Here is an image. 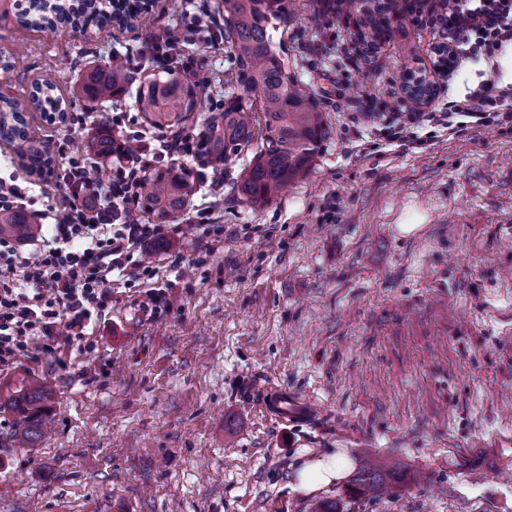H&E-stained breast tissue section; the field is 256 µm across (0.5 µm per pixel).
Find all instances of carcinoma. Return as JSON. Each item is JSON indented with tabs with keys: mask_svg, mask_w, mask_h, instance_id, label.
I'll return each instance as SVG.
<instances>
[{
	"mask_svg": "<svg viewBox=\"0 0 512 512\" xmlns=\"http://www.w3.org/2000/svg\"><path fill=\"white\" fill-rule=\"evenodd\" d=\"M399 0H341L340 12L362 13V25L375 40L393 37L397 28L393 21L400 14ZM224 19V42L228 43L238 62V84L242 96L223 105L206 124L202 155L217 164L250 148L256 139L261 148L254 153L241 176L237 189L241 198L260 208L274 200L291 182L310 168L315 150L326 135V123L315 96L285 69L276 48L273 31L288 23L292 14L291 0H220ZM143 9L142 0H29L19 12L23 25L43 26L58 32L62 28L81 29L112 22L134 26ZM131 72L116 66L111 59L102 68H93L84 78L81 91L92 98H110L129 83ZM207 79L192 74L189 83L171 73L157 74L137 92V111L155 127L177 128L183 125L195 108L194 89ZM409 101L419 108L432 95L431 87L407 73L404 77ZM259 95V109L243 104V97ZM31 101L43 112L60 110V99L54 86L36 87ZM24 111L16 99L0 98V140L20 141L15 113ZM95 161L104 166L112 161V135L101 130L87 143ZM193 191L191 172L168 169L144 178L140 208L160 224H171L184 211ZM38 232L32 218L22 210L0 211V237L24 242ZM47 395L41 385L17 397L12 408L19 415L12 437L27 444L43 430L40 403ZM386 488L378 470L368 468L360 473L355 488L361 497H372Z\"/></svg>",
	"mask_w": 512,
	"mask_h": 512,
	"instance_id": "carcinoma-1",
	"label": "carcinoma"
}]
</instances>
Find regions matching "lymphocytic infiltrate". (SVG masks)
Masks as SVG:
<instances>
[{
  "mask_svg": "<svg viewBox=\"0 0 512 512\" xmlns=\"http://www.w3.org/2000/svg\"><path fill=\"white\" fill-rule=\"evenodd\" d=\"M428 22L453 44V56L494 66L512 54V0H446L427 12ZM223 36L208 13L189 14L183 28L151 33L155 56H168L181 39ZM449 118L474 126L512 122V81L485 79L448 103ZM112 165L103 169L106 191L86 199L91 164L85 156L64 158L42 174L44 184L66 190L49 244L34 252L0 238V365L37 349L55 353L61 343L93 350L95 327L112 302L114 278L136 283L154 278L144 259L162 227L142 224L133 215L132 198L151 164L180 156L197 158V140L177 133L146 135L128 113L112 114Z\"/></svg>",
  "mask_w": 512,
  "mask_h": 512,
  "instance_id": "f902f5d3",
  "label": "lymphocytic infiltrate"
}]
</instances>
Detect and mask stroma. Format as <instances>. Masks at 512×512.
Wrapping results in <instances>:
<instances>
[{
    "mask_svg": "<svg viewBox=\"0 0 512 512\" xmlns=\"http://www.w3.org/2000/svg\"><path fill=\"white\" fill-rule=\"evenodd\" d=\"M300 2L274 38L326 122L310 169L255 208L233 189L251 154L233 157L224 207L209 216L221 238L196 228L197 185L149 247L159 308L114 286L94 351L64 344L0 365V403L43 382L51 428L16 448L14 416L0 413V512H311L326 499L339 512H512V123L441 131L416 152L365 129L364 108L401 107L406 68L434 77L440 35L405 13L366 56L359 15ZM184 9L157 0L131 29L54 33L20 27L14 0H0V96L49 80L91 122L134 112L136 85L106 102L75 88L114 56L138 79L158 73L146 34ZM169 66L211 79L186 133L240 93L224 43L182 41ZM479 71L461 58L452 78L435 77L428 111ZM26 120L29 143L54 154L81 153L91 135L35 110ZM408 218L419 223L410 234ZM267 385L308 403V416L267 415ZM338 451L351 462L342 479L299 488L303 462ZM369 463L388 486L371 499L354 490Z\"/></svg>",
    "mask_w": 512,
    "mask_h": 512,
    "instance_id": "stroma-1",
    "label": "stroma"
}]
</instances>
